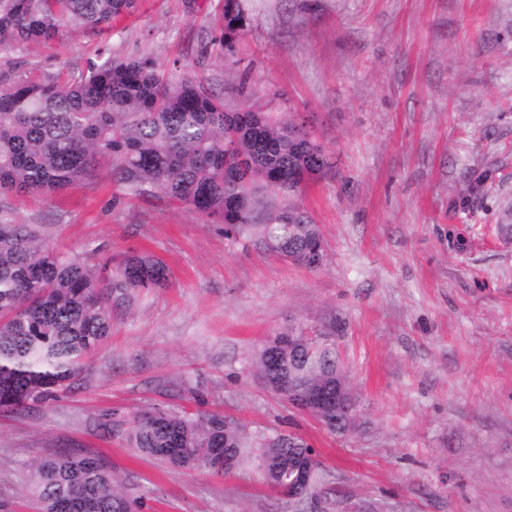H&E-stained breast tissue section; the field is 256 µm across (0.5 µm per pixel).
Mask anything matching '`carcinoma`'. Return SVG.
<instances>
[{
  "label": "carcinoma",
  "instance_id": "cac0c4a2",
  "mask_svg": "<svg viewBox=\"0 0 512 512\" xmlns=\"http://www.w3.org/2000/svg\"><path fill=\"white\" fill-rule=\"evenodd\" d=\"M137 0H0V50L49 42L64 32L95 29L135 10ZM247 26L243 0H224L219 43L231 53ZM224 99L190 79L172 81L151 61L92 64L79 76L35 75L10 62L0 67V194L49 198L92 178L103 160L112 182L131 196L150 193L206 217L249 231L270 250L308 264L322 246L320 226L293 203L308 162L302 124L270 116L250 103ZM288 196L277 207L262 191ZM164 263L133 252L104 280L85 263L48 248L38 230L0 219V406L24 411L54 399L79 380L86 356L109 335L110 305L131 304L138 293L167 285ZM302 339L287 329L254 354L255 374L270 391L311 392L336 379L341 365L329 340ZM138 452L177 467L224 477L258 447L257 468L272 489L288 488L293 466L313 448L301 437L258 439L224 418L145 411L130 426L112 420ZM231 460L224 465V459ZM31 487L40 512H134L135 502L96 455L65 450L36 462ZM318 462L309 470L307 497L320 493Z\"/></svg>",
  "mask_w": 512,
  "mask_h": 512
}]
</instances>
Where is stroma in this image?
<instances>
[{
	"label": "stroma",
	"instance_id": "1",
	"mask_svg": "<svg viewBox=\"0 0 512 512\" xmlns=\"http://www.w3.org/2000/svg\"><path fill=\"white\" fill-rule=\"evenodd\" d=\"M236 53L215 43L224 0H138L105 27L25 43L6 60L76 75L151 59L235 108L247 77L264 111L312 114L333 163L297 202L321 227L310 268L152 195L114 201L109 163L51 199L0 195L85 263L147 250L167 287L111 306L83 378L46 404L0 412V512H38L26 465L102 456L143 512H512V0H246ZM329 333L357 399L329 432L255 376L290 327ZM218 413L295 432L324 470L296 506L252 465L217 477L130 448L113 415Z\"/></svg>",
	"mask_w": 512,
	"mask_h": 512
}]
</instances>
